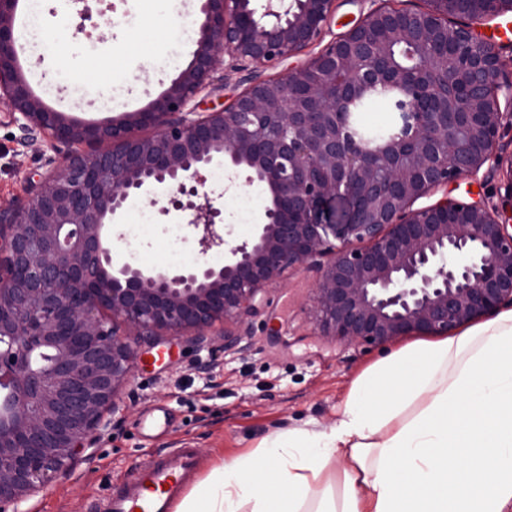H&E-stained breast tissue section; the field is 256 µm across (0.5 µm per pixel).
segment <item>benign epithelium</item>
Segmentation results:
<instances>
[{"instance_id": "benign-epithelium-1", "label": "benign epithelium", "mask_w": 512, "mask_h": 512, "mask_svg": "<svg viewBox=\"0 0 512 512\" xmlns=\"http://www.w3.org/2000/svg\"><path fill=\"white\" fill-rule=\"evenodd\" d=\"M19 2L0 0V102L17 145L44 147L45 170L24 200L0 203V512H21L104 436L142 346L165 332L199 351L214 336L245 350L238 327L291 270L317 267L315 333L344 346L449 336L512 306V184L499 205L447 197L412 209L502 161L512 71L476 34L488 0L373 9L286 78L200 112L195 99L219 80L224 56L253 71L297 55L323 36L335 2L266 0L259 14L252 0H203L188 66L147 109L106 123L78 121L32 92L16 51ZM399 46L412 64L389 81ZM450 76L464 88L459 100ZM395 86L401 126L361 136L358 105ZM218 156L264 193L249 240L216 229L203 171ZM156 186L192 211L200 253L223 248L224 266L113 271L106 226ZM336 196L344 224L322 216Z\"/></svg>"}]
</instances>
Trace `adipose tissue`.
<instances>
[{"instance_id": "obj_1", "label": "adipose tissue", "mask_w": 512, "mask_h": 512, "mask_svg": "<svg viewBox=\"0 0 512 512\" xmlns=\"http://www.w3.org/2000/svg\"><path fill=\"white\" fill-rule=\"evenodd\" d=\"M512 310L415 340L354 381L330 431L291 429L224 461L176 512H505Z\"/></svg>"}]
</instances>
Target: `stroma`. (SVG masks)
<instances>
[{
	"instance_id": "obj_1",
	"label": "stroma",
	"mask_w": 512,
	"mask_h": 512,
	"mask_svg": "<svg viewBox=\"0 0 512 512\" xmlns=\"http://www.w3.org/2000/svg\"><path fill=\"white\" fill-rule=\"evenodd\" d=\"M422 8L425 0H335L326 29V39L347 32L376 6ZM44 21L59 33L74 31L82 9L99 17L90 36L80 37L65 60L49 55L32 56L21 51L25 76L44 102L58 111L84 121L106 122L146 108L169 86L180 69L186 68L196 48L198 27L203 19L201 0H183L176 15L186 29L179 46L176 68L157 70L148 59L124 58L120 75L129 82L125 96L109 105L97 98L81 103L69 100L64 88L45 83L47 71L65 64L78 75H86L91 62L108 57L113 45L123 43L136 29L150 26L158 51H166L164 25L156 0H44ZM18 129L0 105V201L24 197L26 179L40 171L44 160L38 149L15 154L12 138ZM223 158H216L205 173L206 189L221 212L218 232H231L242 241L252 236L253 226L239 224L234 195L258 198L257 186L247 185L244 172H236L232 188L214 179L224 170ZM512 167L501 164L482 170L476 178L441 186L416 201V208L434 205L443 197L464 201H498ZM169 191L159 187L131 200V207L150 208L154 227L145 228L141 252L131 258L124 239L125 216H118L109 229L112 264L121 267L135 262L147 271L186 268L196 263L222 266L224 251L215 248L200 254L198 235L190 225V211L168 206ZM168 224L183 227L178 243L162 233ZM317 278L315 268L306 266L289 272L270 287L262 312L249 319L240 332L244 351H228L223 337L213 340L215 360L208 373L198 370L206 352H198L185 339L163 335L158 345L145 354L121 399L122 423L108 430L95 447L88 449L86 461L56 476L43 490L31 496L24 512H93L111 491L129 480L140 466L167 456L174 448L195 449L198 457L193 483L206 479L223 460L255 450L268 437L293 429L315 431L335 426L338 408L352 381L367 366L389 354V347L365 348L328 343L313 334L309 293Z\"/></svg>"
}]
</instances>
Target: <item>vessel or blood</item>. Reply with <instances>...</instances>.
I'll list each match as a JSON object with an SVG mask.
<instances>
[{
    "label": "vessel or blood",
    "instance_id": "b4317fda",
    "mask_svg": "<svg viewBox=\"0 0 512 512\" xmlns=\"http://www.w3.org/2000/svg\"><path fill=\"white\" fill-rule=\"evenodd\" d=\"M196 467L197 455L191 448L149 463L132 482L110 495L102 505L103 512H169Z\"/></svg>",
    "mask_w": 512,
    "mask_h": 512
}]
</instances>
